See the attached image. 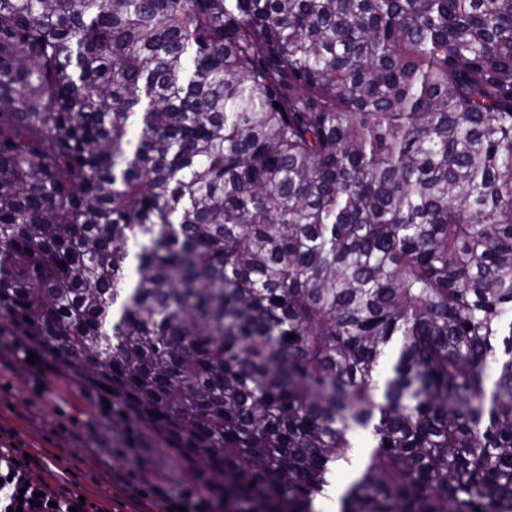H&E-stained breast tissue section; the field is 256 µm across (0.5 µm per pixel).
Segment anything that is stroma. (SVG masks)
<instances>
[{
    "mask_svg": "<svg viewBox=\"0 0 512 512\" xmlns=\"http://www.w3.org/2000/svg\"><path fill=\"white\" fill-rule=\"evenodd\" d=\"M0 325V427L34 457L35 476L77 488L102 512H196L198 468L118 400L84 385Z\"/></svg>",
    "mask_w": 512,
    "mask_h": 512,
    "instance_id": "stroma-1",
    "label": "stroma"
}]
</instances>
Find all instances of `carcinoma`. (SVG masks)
Masks as SVG:
<instances>
[{"mask_svg":"<svg viewBox=\"0 0 512 512\" xmlns=\"http://www.w3.org/2000/svg\"><path fill=\"white\" fill-rule=\"evenodd\" d=\"M1 318L224 512H512V0H0Z\"/></svg>","mask_w":512,"mask_h":512,"instance_id":"obj_1","label":"carcinoma"}]
</instances>
